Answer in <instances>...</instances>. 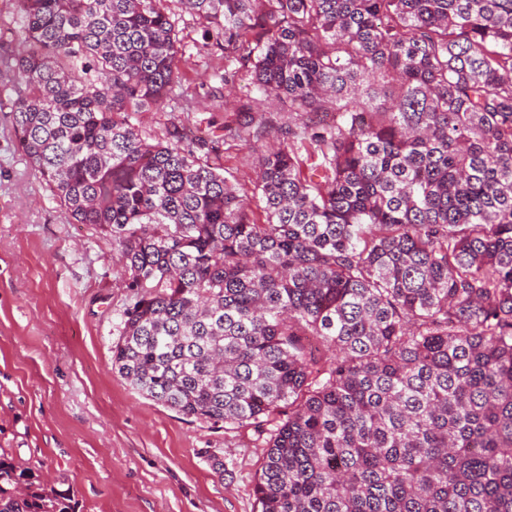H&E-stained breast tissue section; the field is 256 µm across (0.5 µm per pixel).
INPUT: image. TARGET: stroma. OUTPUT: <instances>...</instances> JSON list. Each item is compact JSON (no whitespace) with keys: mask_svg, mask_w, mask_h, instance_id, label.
Instances as JSON below:
<instances>
[{"mask_svg":"<svg viewBox=\"0 0 512 512\" xmlns=\"http://www.w3.org/2000/svg\"><path fill=\"white\" fill-rule=\"evenodd\" d=\"M183 36L193 111L145 112L141 125L157 139L170 123L192 126L210 161L250 188L260 150L225 137L223 100L246 103L250 77L224 86L222 53L198 54L199 27ZM10 108L0 100V451L80 512H257L266 450L254 429L184 417L113 371L128 291L112 237L67 223L17 146Z\"/></svg>","mask_w":512,"mask_h":512,"instance_id":"obj_1","label":"stroma"}]
</instances>
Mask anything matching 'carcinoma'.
<instances>
[{"instance_id":"cac0c4a2","label":"carcinoma","mask_w":512,"mask_h":512,"mask_svg":"<svg viewBox=\"0 0 512 512\" xmlns=\"http://www.w3.org/2000/svg\"><path fill=\"white\" fill-rule=\"evenodd\" d=\"M23 154L110 229L112 368L265 438L258 512H512V0H16ZM277 130L251 191L173 124L186 20ZM78 503L0 454V512Z\"/></svg>"}]
</instances>
